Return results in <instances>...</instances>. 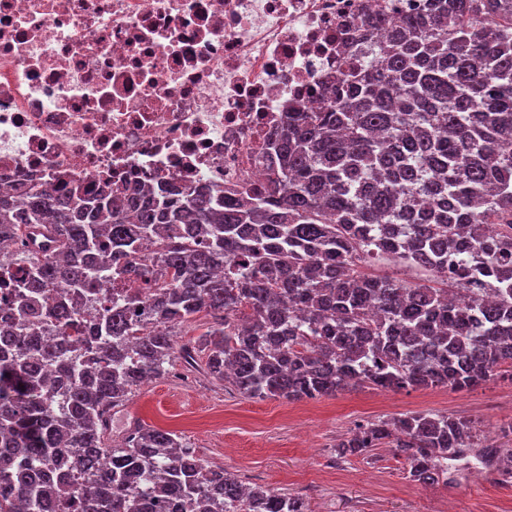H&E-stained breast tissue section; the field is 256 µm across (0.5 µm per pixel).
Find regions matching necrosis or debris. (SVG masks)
<instances>
[{"label": "necrosis or debris", "mask_w": 512, "mask_h": 512, "mask_svg": "<svg viewBox=\"0 0 512 512\" xmlns=\"http://www.w3.org/2000/svg\"><path fill=\"white\" fill-rule=\"evenodd\" d=\"M429 0H0V193L162 177L264 182L287 113L324 102L343 50Z\"/></svg>", "instance_id": "necrosis-or-debris-1"}]
</instances>
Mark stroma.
Returning a JSON list of instances; mask_svg holds the SVG:
<instances>
[{"instance_id": "obj_1", "label": "stroma", "mask_w": 512, "mask_h": 512, "mask_svg": "<svg viewBox=\"0 0 512 512\" xmlns=\"http://www.w3.org/2000/svg\"><path fill=\"white\" fill-rule=\"evenodd\" d=\"M408 412L468 419L478 443L469 467L422 486L408 479L394 444L337 457L336 442L357 425ZM133 421L174 432L211 466L248 485L303 498L307 512H512V483L480 462L481 446L490 439L506 445L502 431L512 427L506 378L470 390L361 385L316 400L252 399L176 359L128 396L112 421L113 435Z\"/></svg>"}]
</instances>
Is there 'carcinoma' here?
I'll return each mask as SVG.
<instances>
[{"instance_id": "carcinoma-1", "label": "carcinoma", "mask_w": 512, "mask_h": 512, "mask_svg": "<svg viewBox=\"0 0 512 512\" xmlns=\"http://www.w3.org/2000/svg\"><path fill=\"white\" fill-rule=\"evenodd\" d=\"M376 59L345 62L318 111L290 112L266 180L192 186H51L0 195V249L31 263L0 361V512H306L299 497L243 488L170 431L112 440V410L175 358L248 398L478 387L512 379V0H432L367 27ZM386 259L418 279L363 272ZM136 284L101 314L100 282ZM58 284L69 302L47 295ZM83 329L95 363L28 320ZM202 312L200 346L177 329ZM57 379L44 382V373ZM394 439L408 477L433 486L475 447L471 424L409 413L357 427L336 455ZM485 446L512 480V452Z\"/></svg>"}]
</instances>
